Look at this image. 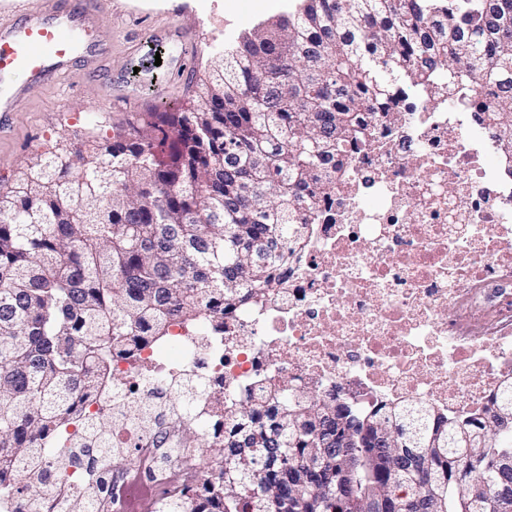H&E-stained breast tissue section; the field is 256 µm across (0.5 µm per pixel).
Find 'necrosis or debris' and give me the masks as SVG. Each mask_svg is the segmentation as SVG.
<instances>
[{
	"instance_id": "4bbe7bcc",
	"label": "necrosis or debris",
	"mask_w": 512,
	"mask_h": 512,
	"mask_svg": "<svg viewBox=\"0 0 512 512\" xmlns=\"http://www.w3.org/2000/svg\"><path fill=\"white\" fill-rule=\"evenodd\" d=\"M476 93L447 98L410 89L400 123L372 120L371 141L347 148L348 167L309 225L303 262L282 287L227 314L170 333L116 359L115 380L90 413L112 415L128 468L98 498L155 512L163 493L187 494L186 512L218 471L197 454L145 443L127 420L164 406L179 383L201 385L196 417L224 441L225 405L257 379L288 381L358 406L421 400L448 413L484 408L512 377V181L487 167L489 129L472 135Z\"/></svg>"
}]
</instances>
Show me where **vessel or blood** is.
Returning <instances> with one entry per match:
<instances>
[{
  "label": "vessel or blood",
  "mask_w": 512,
  "mask_h": 512,
  "mask_svg": "<svg viewBox=\"0 0 512 512\" xmlns=\"http://www.w3.org/2000/svg\"><path fill=\"white\" fill-rule=\"evenodd\" d=\"M107 6V0H44L40 9L0 24V134L10 129L28 89L102 48L97 16ZM14 72L26 75V86L3 84Z\"/></svg>",
  "instance_id": "vessel-or-blood-1"
}]
</instances>
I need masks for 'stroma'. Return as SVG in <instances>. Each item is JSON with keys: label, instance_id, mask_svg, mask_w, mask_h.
<instances>
[{"label": "stroma", "instance_id": "stroma-1", "mask_svg": "<svg viewBox=\"0 0 512 512\" xmlns=\"http://www.w3.org/2000/svg\"><path fill=\"white\" fill-rule=\"evenodd\" d=\"M300 4L301 0H111L99 15L101 36L111 48L102 66L113 77L133 78L135 67L150 53L149 47L140 46L136 31L178 24L201 41V52L192 63L193 71L201 73L236 47L239 36L294 12ZM155 107L148 94L135 107L114 103L107 80L90 77L80 65L30 89L10 132L0 138V195L13 190L27 164L40 154L113 136Z\"/></svg>", "mask_w": 512, "mask_h": 512}]
</instances>
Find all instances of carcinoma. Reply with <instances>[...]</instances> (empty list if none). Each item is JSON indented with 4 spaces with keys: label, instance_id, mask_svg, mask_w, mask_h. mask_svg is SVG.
I'll return each instance as SVG.
<instances>
[{
    "label": "carcinoma",
    "instance_id": "obj_1",
    "mask_svg": "<svg viewBox=\"0 0 512 512\" xmlns=\"http://www.w3.org/2000/svg\"><path fill=\"white\" fill-rule=\"evenodd\" d=\"M469 82L512 174V0H303L253 29L199 77L189 112H147L130 132L42 155L0 196V498L95 512L116 450L113 424L84 403L112 362L212 306L260 299L298 255L302 225L335 193L368 112L388 122L403 89ZM197 385L140 422L175 448L224 461L210 512H504L512 503V384L484 411L407 399L369 409L288 386L224 407V446L191 418ZM489 429L488 448L451 446L448 423ZM75 425L73 448L60 431ZM348 438L353 447L338 448ZM328 479L299 488L309 461ZM479 508H467V489Z\"/></svg>",
    "mask_w": 512,
    "mask_h": 512
}]
</instances>
